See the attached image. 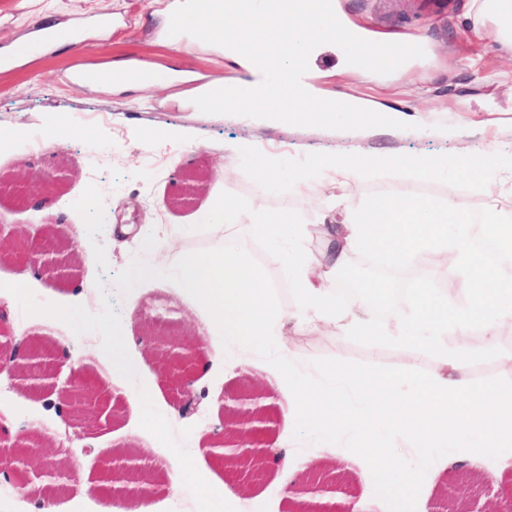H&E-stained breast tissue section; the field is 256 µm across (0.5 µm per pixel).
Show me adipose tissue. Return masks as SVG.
Here are the masks:
<instances>
[{
    "label": "adipose tissue",
    "instance_id": "adipose-tissue-1",
    "mask_svg": "<svg viewBox=\"0 0 512 512\" xmlns=\"http://www.w3.org/2000/svg\"><path fill=\"white\" fill-rule=\"evenodd\" d=\"M320 165L334 172L337 187L346 192L381 171L425 179L441 168L437 158L418 156H335L321 159ZM456 166L485 195V213L498 230L475 223L470 205L455 198L440 205L425 197L379 196L363 210L340 211L329 228L326 253L318 259L296 255L297 301L285 313L274 310L262 269L236 245L242 216L227 199L213 197L206 210L223 248L190 253L168 234L148 241L171 259L181 288L205 307L208 326L223 327L225 336L242 345L283 344L309 328L341 343L359 338L436 357V368L424 374L408 366L374 374L340 366L314 384L296 377L283 360L270 378L288 392L280 407L283 430L305 425L336 438H354L350 458L394 495L409 491L411 470L391 449L378 445L385 427L407 442L411 458L439 467L489 458L512 461V385H476L464 376L475 358L493 349L500 332L512 330V263L486 264L474 245L490 234L504 253L512 252V226L503 223L501 206L502 200H512V158L476 160L463 149ZM357 250L382 255L395 267L423 254L452 259L449 286L422 281L403 311L381 312L365 296L337 308L336 274ZM452 336L457 339L453 346L448 343ZM451 442L456 449L450 453L446 447Z\"/></svg>",
    "mask_w": 512,
    "mask_h": 512
}]
</instances>
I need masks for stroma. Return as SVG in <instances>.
<instances>
[{
	"label": "stroma",
	"instance_id": "1",
	"mask_svg": "<svg viewBox=\"0 0 512 512\" xmlns=\"http://www.w3.org/2000/svg\"><path fill=\"white\" fill-rule=\"evenodd\" d=\"M179 0H0V134L10 130L49 137L61 118H68L73 134L60 150L41 154L25 147L0 150V180L25 176L29 193L44 194V173L64 165L69 176L51 206L41 209L0 196V212L7 225L41 230L48 220L60 219L78 251L88 257L78 277L60 284L44 274L25 275L19 260L0 261V283H16V290L0 298V332L14 336H40L51 340L67 357L62 378L85 380L104 370L112 359L111 336L124 333L134 341L124 351L138 364L135 378L115 376L111 383L122 408L119 418L109 409L97 412L90 435L76 436L67 414L45 407L42 397L11 388L8 374L0 375V421L13 431H36L53 442L57 459L72 463L71 490L54 498L53 512H137L141 502L156 512H191L198 505L201 486L224 469L202 445L217 439L224 425V395L244 381H266L278 364L281 351L273 345H239L216 331L205 335L213 355L199 357L193 374L200 396L195 408L180 412L179 399L162 380L152 352L153 340L146 320L162 318L191 332L200 325L203 310L186 296L177 273L163 253L143 245L156 226L177 234L187 251L205 253L218 248L208 219L198 217L212 194L227 197L241 209H250L262 197L269 212L289 215L299 224H317L327 213L331 195L327 176L315 169L317 159L338 154H389L400 157L433 156L442 172L426 179L404 180L375 175L362 180L350 194L351 209H363L381 195L428 196L445 202L457 195L470 203H483L479 190L457 170L460 147L477 158L489 154L512 155V86L499 74L512 70V50L497 41L494 24L482 18L474 0H335L342 22L363 29L368 37L393 36L427 49L421 59L406 62L388 75L360 72L347 64L336 45L319 46L309 61L308 81L324 95L363 98L381 109L418 114L420 130L391 128L343 132L288 124L270 125L234 115L206 114L197 110L190 86L171 81L173 72H186L210 81L247 80V70L225 57L223 48L188 37L181 49L164 39L170 16ZM110 15L112 25L95 21ZM52 28L57 37L40 51L30 49L37 30ZM138 59L149 66L150 88L130 84H76L71 74L80 67L118 65ZM173 130L191 140L184 147L168 139ZM250 143L275 157L276 175L259 183L249 156L232 155L229 145ZM229 168L227 180L214 178L217 163ZM307 169L313 180L309 192L295 190L296 171ZM195 186L193 205H173L181 183ZM96 189L102 206L81 207L89 189ZM238 242L248 258L261 265L266 286L278 310L293 307L295 283L287 273L296 249L321 255L326 239L309 238L301 246H278L241 226ZM152 265L154 279L130 285V269ZM77 312L75 321L61 319L62 308ZM303 356L294 371L315 381L331 373L337 363L376 373L402 366L393 345L372 346L353 339L341 344L327 334L304 333ZM512 353V333L501 335L494 353L476 359L466 376L473 383H512V371L502 369L498 356ZM157 420L146 428L142 419ZM287 441L298 464L314 459L317 468H337L350 494L363 500L367 512H427L434 500L465 482L491 476L488 462L434 472L416 467L413 489L405 496L386 493L374 481L362 480L348 461L347 439L298 428L290 434L270 430L267 447ZM336 451L321 454L327 443ZM130 446L146 457L158 473L148 498L117 496L92 489L99 475V459L113 449ZM225 499L230 512H288L284 484L274 474L241 493L228 480Z\"/></svg>",
	"mask_w": 512,
	"mask_h": 512
}]
</instances>
